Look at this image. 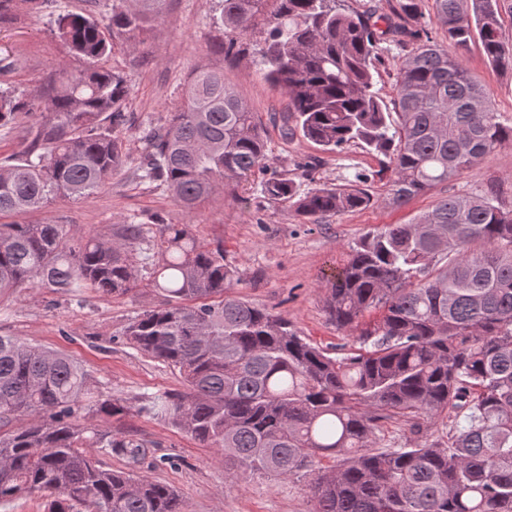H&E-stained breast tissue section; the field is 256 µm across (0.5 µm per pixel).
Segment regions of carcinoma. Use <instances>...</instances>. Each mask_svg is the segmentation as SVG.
Masks as SVG:
<instances>
[{"label":"carcinoma","instance_id":"obj_1","mask_svg":"<svg viewBox=\"0 0 512 512\" xmlns=\"http://www.w3.org/2000/svg\"><path fill=\"white\" fill-rule=\"evenodd\" d=\"M166 0H111L99 19L64 0H0V23L20 8H53L55 37L84 68L43 98L0 90V129L34 112L49 118L30 145L0 166V215L88 197L124 158L118 129L126 78L100 65L117 39L135 47ZM423 0L346 13L336 0H224V29L256 42L263 78L289 100L302 136L336 151L355 143L387 158L393 203L470 173L512 145L463 55L479 39L489 64L512 70L500 0H434L444 45L428 33ZM454 51H448V46ZM407 49L393 108L373 92V71L391 47ZM141 179L162 181L190 213L224 186L270 167L267 141L245 101L206 67L190 76L167 125L146 134ZM372 175L306 192L274 170L261 192L303 222L374 204ZM150 285L164 303L123 333L142 354L177 371L185 391L144 397L138 411L170 419L224 455L233 486L254 474L310 473L311 512H512V205L495 185L449 196L404 224L365 234L331 275L325 310L355 346L323 348L288 319L230 292L237 268L224 248L199 244L186 224L156 223ZM141 224L120 244L75 238L63 224H0V296L17 288H93L124 294L135 284ZM91 395L69 355L0 336V502L38 494L46 512H185L174 488L101 466L108 449L135 466L134 440L78 420ZM131 407L98 403L112 418ZM452 410L448 446L416 442L374 449L379 422L402 417L421 437ZM324 457L339 458L328 466Z\"/></svg>","mask_w":512,"mask_h":512}]
</instances>
